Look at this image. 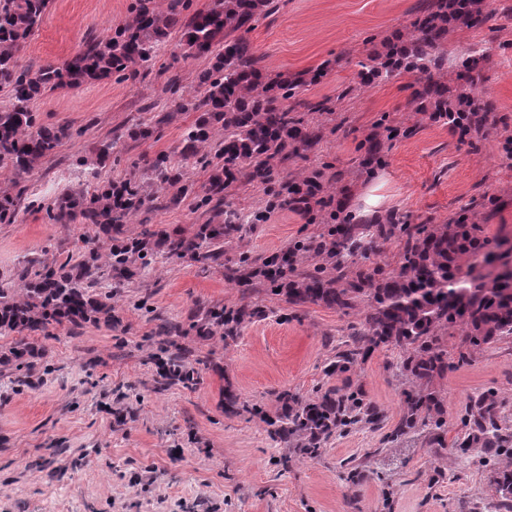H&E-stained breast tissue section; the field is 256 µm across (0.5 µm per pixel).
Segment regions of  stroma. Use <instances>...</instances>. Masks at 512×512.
I'll return each mask as SVG.
<instances>
[{
    "label": "stroma",
    "mask_w": 512,
    "mask_h": 512,
    "mask_svg": "<svg viewBox=\"0 0 512 512\" xmlns=\"http://www.w3.org/2000/svg\"><path fill=\"white\" fill-rule=\"evenodd\" d=\"M131 0H50L40 28L18 54L22 66L60 64L93 37L128 18ZM422 0H279L248 39L270 73L318 72L302 99L327 101L308 113L320 143L277 164L285 181L318 170L342 216L367 223L368 212L411 224H447L473 206L485 235L512 243V0H485L486 24L448 36V85L474 90L490 112L486 138L459 141L446 125L416 110L419 73L367 85L375 51L394 31L412 33ZM208 64L185 57L170 35L136 78L60 88L32 103L45 126L76 130L55 156L26 177L25 193L0 176V195L18 196L14 223L0 224V282L16 279L27 259L62 263L95 247L94 227L76 215L48 219L85 172L102 182L142 183L150 163L167 156L180 183L203 188L212 172L180 154V142L204 113L194 77ZM179 77L180 96L163 93ZM154 112H146V104ZM168 120L147 140L129 129L154 114ZM382 163L366 169V137L376 125ZM180 183L145 186L144 204L125 217L128 232L160 224L188 234L222 224L231 213L266 209L263 185L236 174L219 210L180 196ZM330 209L301 216L288 207L247 225L224 245V263L208 269L187 260L133 264L101 276L112 293L111 323L63 322L37 333L30 366L0 363V512H497L492 484L505 460L480 448L461 455L472 398L495 393L499 422L512 425V339L469 351L461 332L448 334V369L429 389L447 422L446 447L418 434L390 435L407 409L408 382L396 349L381 346L345 373L327 365L359 327L358 313L322 305L295 307L270 295L265 280L224 276L240 252L263 258L326 231ZM260 302L266 315L244 317L233 340L189 331L191 312ZM179 352L197 383L160 386ZM358 390L379 414L377 426H355L325 440L317 456L297 441L274 437L266 420L280 393L314 400L326 390Z\"/></svg>",
    "instance_id": "obj_1"
}]
</instances>
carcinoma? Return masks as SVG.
<instances>
[{"instance_id": "1", "label": "carcinoma", "mask_w": 512, "mask_h": 512, "mask_svg": "<svg viewBox=\"0 0 512 512\" xmlns=\"http://www.w3.org/2000/svg\"><path fill=\"white\" fill-rule=\"evenodd\" d=\"M49 3L0 0V85L13 93L11 105L0 107V170L10 173L13 181L52 159L62 142L74 137L67 125H39L31 108L33 99L46 91L112 75L134 77L173 30L179 32L186 55L211 59L197 76L198 86L205 90L206 117L186 130L182 154L204 159L201 149L208 147L223 164L212 173L197 206L219 207L224 203L226 181L242 170L249 171L253 180L271 184L275 181L272 160L285 162L318 143V133L301 111L326 112L328 107L295 96L320 73L269 75L246 38L255 22L278 10L277 0H209L201 9L193 8L192 0H169L165 10L158 0H131L126 23L105 38L89 39L72 59L35 70L22 67L18 52L41 24ZM413 27L414 33L399 36L383 54L374 55L366 83L418 71L423 78L415 100L430 112H445L448 84L433 71L441 70L447 59L448 0H428ZM65 208L70 215L78 212L97 221L96 237L105 244L107 260L101 262L95 248L79 261L67 260L56 268L31 258L21 275L22 287L0 284V335L16 334L7 358L20 365L35 355L36 345L28 337L32 332L64 319L74 323L112 320V294L90 292L101 269L122 274L135 259L148 266L157 247L164 248L170 259L218 264L224 258L226 236L241 230L239 224H199L190 235L172 234L162 227L129 235L125 225L114 223L110 183L90 185L66 201ZM397 232L402 239L396 270L386 275L381 267L353 269L355 255L376 251L378 240ZM482 233L478 224L399 229L388 224L376 231L360 224H338L328 230V237L345 258L332 267L333 277H327L324 266L298 273L280 254L269 256L258 273L264 277L268 267L277 269L270 291L279 292L292 306L322 304L344 313L362 312V331L355 335V346L338 354L331 371H349L363 349L380 344L398 349L396 368L416 390L407 395V412L395 429V439L426 430L430 441L442 447L448 434L446 422L432 411L433 398L420 389L448 369L445 333L461 330L472 349L512 338V272L482 274L496 254L490 248L475 247ZM232 321L230 313L213 308L189 329L205 336L222 328L224 338L231 339L233 329L228 324ZM279 401L278 435L305 439V450L311 454L337 431L378 418L356 393L338 396L330 390L315 402L284 394ZM468 416L471 431L466 447L512 457V432L498 424L495 395L488 393L474 401Z\"/></svg>"}]
</instances>
